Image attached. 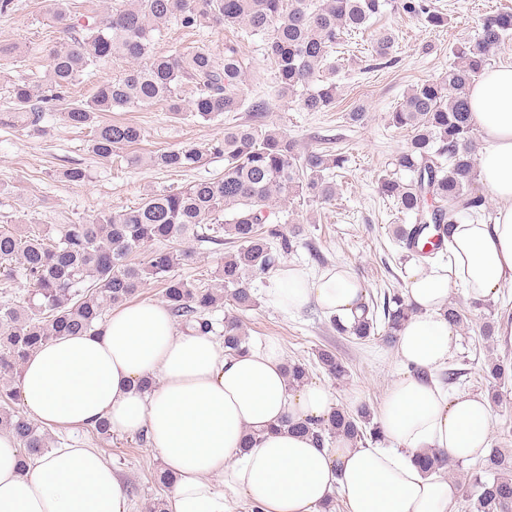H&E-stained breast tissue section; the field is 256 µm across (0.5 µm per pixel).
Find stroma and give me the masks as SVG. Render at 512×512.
<instances>
[{
	"label": "stroma",
	"instance_id": "obj_1",
	"mask_svg": "<svg viewBox=\"0 0 512 512\" xmlns=\"http://www.w3.org/2000/svg\"><path fill=\"white\" fill-rule=\"evenodd\" d=\"M433 3L448 18L443 27H430L392 2L386 5L373 27L395 31L397 45L392 61L382 65L372 57V33L353 39L347 61L333 76L340 93L325 112L303 111L298 99L277 95L262 37L239 33L240 51L249 65L248 88L266 96L269 122L294 139L300 150L329 149L348 158L345 169L336 176L335 201L321 204L301 199L288 204L298 234L293 252L282 261L283 267L314 273L340 264L358 276L368 294L404 290V251L393 236L394 226L402 223L403 217L391 201L378 195L376 181L392 170L409 133L391 127L387 114L402 102L411 86L447 71L454 61L453 46L475 39L486 14L512 12V0ZM48 4L49 0H14L12 12L0 16V45L13 48L6 64L0 66V227L38 224L51 231L59 224L128 209L152 190H182L195 181L223 174V159L213 156L184 172L97 157L88 149L85 132L66 125L56 112L44 113L38 126L19 132L10 128L7 108L11 82L39 81L49 64L48 49L64 39L61 30L48 20ZM226 37L220 27L190 31L172 22L157 36L155 47L167 55L199 48L218 55ZM359 109L366 118L363 123H352L348 115ZM99 119L137 125L142 137L134 151L140 155L167 147L203 145L223 136L227 124L222 116L207 122L189 115L175 119L161 103L103 112ZM73 166L86 170L84 182L75 184L63 178V170ZM189 247L194 257L180 267V275L197 284L214 285L213 273L224 259L223 247L196 241ZM270 285L267 278L251 283L257 305L241 314L250 343L277 339L286 360L313 365L312 382L328 387L338 404L352 410L367 404L379 410L388 385L406 371L394 347L378 338L358 343L338 335L327 315L314 305L294 314L282 313L266 300ZM451 300L470 307L471 300L462 291H454ZM507 314H512V288L504 289L497 301L471 309L467 322L459 325L449 366L461 370L462 375L458 383L450 385V392L488 393L484 361L490 355L512 360V346L501 345L494 338L484 339L483 326L498 324ZM320 348L334 351L343 360L348 369L344 379H334L315 367V352ZM49 437L54 442L66 439L102 451L127 483L130 512H148L150 503L168 495V486L158 481L164 469L161 460L152 448L140 444L136 435L116 433L102 439L85 428L53 429Z\"/></svg>",
	"mask_w": 512,
	"mask_h": 512
}]
</instances>
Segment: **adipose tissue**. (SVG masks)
Here are the masks:
<instances>
[{"label":"adipose tissue","mask_w":512,"mask_h":512,"mask_svg":"<svg viewBox=\"0 0 512 512\" xmlns=\"http://www.w3.org/2000/svg\"><path fill=\"white\" fill-rule=\"evenodd\" d=\"M482 146L479 181L496 202L490 218L461 219L446 242L448 260L402 269L415 312L397 333L407 373L393 380L378 421L383 445L346 438L318 447L297 422L328 419L336 406L325 386H290L276 339L225 352L213 334L177 331L168 308L140 301L114 310L98 331L64 336L34 350L22 367L21 403L57 429L108 420L112 431L145 433L172 476L168 512H321L341 491L348 512H448L458 488L424 473L417 454L472 462L492 446V409L481 394H452L429 379L447 366L457 335L443 314L454 288L482 301L512 286V63L486 67L466 92ZM365 289L350 269L311 275L291 267L267 291L287 314L316 305L353 323ZM155 380L152 391L139 381ZM259 437L244 447L246 433ZM19 444L0 430V512H128L124 480L102 453L66 444L34 454L19 468Z\"/></svg>","instance_id":"adipose-tissue-1"}]
</instances>
